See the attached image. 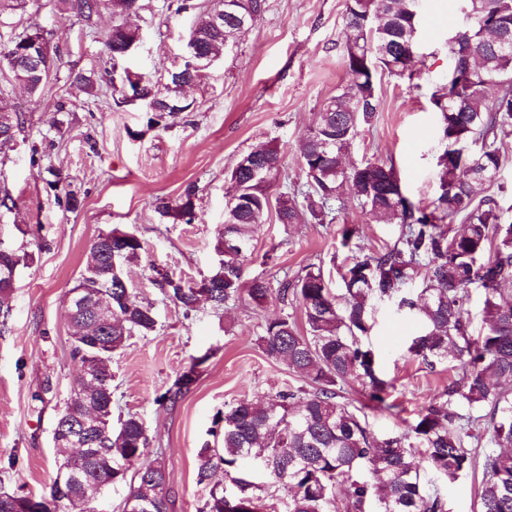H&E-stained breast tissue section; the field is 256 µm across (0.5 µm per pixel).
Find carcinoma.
Instances as JSON below:
<instances>
[{
    "label": "carcinoma",
    "instance_id": "obj_1",
    "mask_svg": "<svg viewBox=\"0 0 512 512\" xmlns=\"http://www.w3.org/2000/svg\"><path fill=\"white\" fill-rule=\"evenodd\" d=\"M62 10L87 26L102 11H112V29L105 47L110 60L124 59L128 45L140 41L139 29L125 18L141 9L140 0H58ZM474 21L467 45L471 79L459 83L448 71V91L434 100L438 122L436 180L439 193L428 207L400 197L399 178L391 162L378 159L347 168L343 157L359 128L374 121L380 105L377 76L386 72L412 78L419 17L412 0H346L347 37L342 49L347 86L316 113L301 147L307 190L283 193L276 201L279 223L296 224L310 218L326 223L332 203L346 190L370 218L400 225L396 241L381 250L354 258L342 274L336 294L321 268L312 266L294 280L273 289L269 282L243 280V266L252 241L270 207L269 186L254 179L262 169L275 176L282 157L272 147L243 154L229 176L224 225L216 250L223 256L199 281L156 271L155 285L185 313L205 299L214 309L247 293L261 304L271 294L286 304L297 300L305 324L300 331L283 316L265 323L259 345L267 359L283 364L305 384L279 391L262 402L241 401L224 411L223 448L204 447L197 454V483L206 488L199 512H446L443 488L479 468V512H512V209L503 208L492 188L502 165L504 138L512 129V0H469ZM368 25H363L365 20ZM25 30L0 45V76L27 86L42 98L55 67L57 50L50 33L35 44ZM232 19L224 28L210 27V16L189 31L187 42L201 55L217 57L225 43L236 45L246 33ZM369 58L370 68L360 63ZM200 71L183 65L167 73L166 82L143 74L118 75L120 86L141 87L146 103L158 102L148 123L189 112L185 86ZM26 115L0 107V153L14 149L24 131ZM480 144L479 149L470 148ZM195 190L164 206V214L190 224L195 219ZM463 226L454 231L452 224ZM238 247L224 251V240ZM131 263L144 246L119 226L100 233L91 244L84 269L73 289L84 290L83 305L69 314L75 334L72 356L84 360L96 350L85 340L102 344V374L107 382L88 386L74 382L66 406L53 427L79 421L90 409L102 413V427L91 437V449L79 460L66 457L58 465L48 492L35 500L42 512H72L75 505L90 512L85 488L130 481L125 501L135 500L149 512H169L170 488L162 464L141 463L150 446L143 419L129 414L112 426V372L107 363L134 336H151L157 319L150 304L125 287L120 272L111 269L106 252ZM32 256L0 241V261L16 268ZM421 287H415L421 269ZM16 279L0 271V313L8 315ZM112 284V306L99 304L103 285ZM484 295V334L475 338L465 317L469 287ZM398 300L419 320L408 352L427 368L451 359L459 372L421 413L411 432L420 440L425 466L414 462L408 436L377 440L366 428L367 408L392 406L383 393L387 382L377 375L378 358L362 338L371 328L375 305ZM198 378L191 364L160 395L175 408ZM355 380L364 400L342 402V390ZM489 436L495 449L478 456L468 440ZM222 471L235 487L213 481ZM286 497L275 503L274 490Z\"/></svg>",
    "mask_w": 512,
    "mask_h": 512
}]
</instances>
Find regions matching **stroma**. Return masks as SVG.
<instances>
[{"label":"stroma","instance_id":"obj_1","mask_svg":"<svg viewBox=\"0 0 512 512\" xmlns=\"http://www.w3.org/2000/svg\"><path fill=\"white\" fill-rule=\"evenodd\" d=\"M193 2L194 10L182 12L179 0H142L131 18L141 40L127 67L157 77L180 65L185 34L211 0ZM462 7L461 0H420L417 73L410 81L382 76L380 109L348 152L353 164L374 158L393 162L404 194L417 204L430 203L437 193L432 96L446 82L447 41L462 22ZM32 22L51 30L59 49L45 92L64 109L44 108L20 87L0 84V99L27 118L0 165V188L16 203L0 217V240L32 256L18 271L7 323L0 326V491L38 494L56 473L62 455L53 444V421L79 371L71 355L66 294L93 240L118 225L145 246L140 260L121 270L153 305L158 328L154 335L132 337L113 356L112 415L134 413L148 426L151 445L144 460L166 470L173 491L169 512H198L205 490L197 482V451L220 447L218 413L301 383L262 354L258 338L265 321L286 315L300 327L303 315L299 304L272 296L258 306L243 295L221 312L204 304L187 317L153 284L152 269L189 280L209 275L224 222L227 173L243 153L267 145L280 151L283 168L270 198L304 188L302 140L315 112L347 83L341 59L345 0H266L237 48L213 62L189 90L193 111L169 119L164 129L148 127L142 105L120 103L104 77L111 12L90 28L62 14L56 0H28L25 11L0 24V43ZM78 72L92 77L93 91L74 83ZM190 185L196 219L173 221L163 208ZM70 193L76 205H67ZM347 224L362 226L363 233L346 246ZM398 234V225L370 219L349 196L329 224L284 225L271 211L253 240L244 278L275 285L315 264L330 273L337 290L352 257L393 242ZM415 331V322L395 303H377L367 341L379 354L388 383L387 409L368 411L366 417L377 439L406 433L448 383L447 372L426 369L410 357ZM195 358L200 361L196 385L175 409L162 407L158 396ZM47 376L55 384L53 395L34 401Z\"/></svg>","mask_w":512,"mask_h":512}]
</instances>
